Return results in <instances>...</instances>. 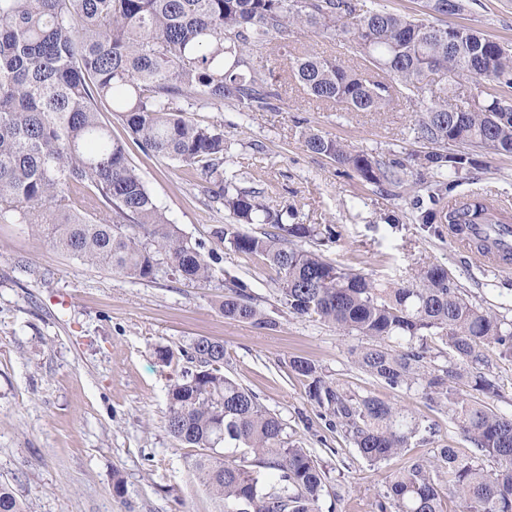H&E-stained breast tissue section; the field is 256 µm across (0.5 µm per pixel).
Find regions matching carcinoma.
<instances>
[{"mask_svg": "<svg viewBox=\"0 0 512 512\" xmlns=\"http://www.w3.org/2000/svg\"><path fill=\"white\" fill-rule=\"evenodd\" d=\"M424 0V16L407 17L371 0H0V220L30 226L39 240L132 279L151 282L165 263L183 280L214 278L215 254L179 233L133 165L122 141L101 120L109 103L146 154L196 174L233 223L222 240L261 256L278 275L288 312L354 333L360 369L391 389L416 386L445 402L472 444L443 447L390 475L378 512H443L439 482L463 512H512V415L495 411V385L480 368L494 344L512 355V327L468 303L448 269L430 264L410 282L380 287L373 278L295 244L320 235L313 224H288L261 192L227 176L224 131L187 116L227 106L247 117L273 110L279 95L254 55L290 32L351 44L360 66L315 51L288 54V74L313 98L342 112H385L400 98L420 104L414 125L426 148L411 156L417 175L350 149L320 131L304 135L306 151L348 166L369 184L425 186L423 224L503 223L493 202L474 197L448 209L436 188L482 166L480 153L512 156V49L473 27L442 17L454 0ZM442 73L480 88L469 108L424 103L425 80ZM184 103L177 109L173 104ZM463 150L450 153L448 146ZM265 224L253 234L242 227ZM224 317L269 325L236 285L224 295ZM448 348V366L432 365L427 338ZM198 369L167 387L169 433L195 449L192 471L220 512H319L326 471L292 443L282 421L221 367V340L192 345ZM307 395L333 417L370 464L398 455L420 434L408 410L376 395L339 391L306 358L290 360ZM243 450L226 460L219 448ZM497 469L489 472L483 458ZM0 512H28L0 485Z\"/></svg>", "mask_w": 512, "mask_h": 512, "instance_id": "obj_1", "label": "carcinoma"}]
</instances>
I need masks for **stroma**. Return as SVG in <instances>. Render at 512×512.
<instances>
[{
	"mask_svg": "<svg viewBox=\"0 0 512 512\" xmlns=\"http://www.w3.org/2000/svg\"><path fill=\"white\" fill-rule=\"evenodd\" d=\"M446 22L512 45V0H462ZM311 48L355 62L349 46L310 34L275 41L260 63L280 94L277 109L248 119L226 107L195 113L197 121L223 126L238 185L293 208L295 223L319 225L323 240L304 247L324 259L382 282H405L425 265H442L463 297L512 322V272L476 264L449 241L447 225L420 223L408 187L367 183L304 149L311 128L386 161L405 162L422 149L413 131L418 115L406 101L381 113L336 112L305 94L286 74L285 52ZM101 119L124 142L170 222L215 252L216 276L190 284L165 269L154 281H137L37 241L18 221H0V484L26 499L29 512H219L192 475V449L166 427V387L194 371L191 346L202 336L223 341L225 375L321 460L328 472L321 512H377L387 475L440 447L468 448L446 405L414 389L385 388L363 373L351 353L359 336L289 313L275 269L220 240L230 218L197 176L143 153L116 113L102 112ZM451 195H486L512 208V157H485ZM235 283L268 325L224 318L219 304ZM161 347L173 352L170 364L156 358ZM485 355L486 375L499 389L494 406L512 414V357L494 345ZM295 357L314 361L341 391L408 409L425 428L423 441L370 465L308 398L289 367ZM118 477L125 484L120 497L112 491Z\"/></svg>",
	"mask_w": 512,
	"mask_h": 512,
	"instance_id": "stroma-1",
	"label": "stroma"
}]
</instances>
